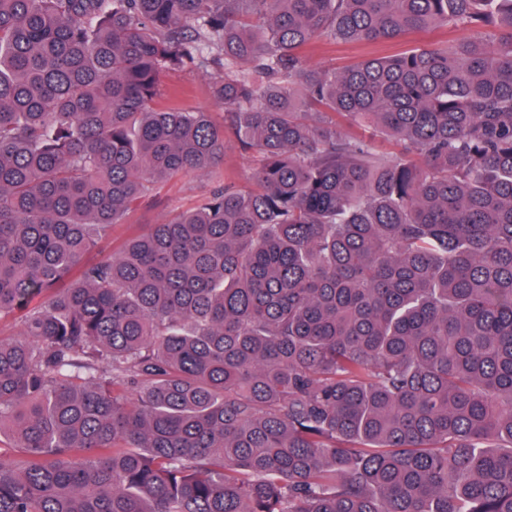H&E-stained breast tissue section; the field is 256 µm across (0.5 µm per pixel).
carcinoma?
I'll list each match as a JSON object with an SVG mask.
<instances>
[{
    "instance_id": "obj_1",
    "label": "carcinoma",
    "mask_w": 512,
    "mask_h": 512,
    "mask_svg": "<svg viewBox=\"0 0 512 512\" xmlns=\"http://www.w3.org/2000/svg\"><path fill=\"white\" fill-rule=\"evenodd\" d=\"M448 24L479 36L301 56ZM185 68L250 189L155 105ZM6 318L0 512H512V0H0ZM471 32L450 26H441L426 31H413L399 40L360 43H338L322 40L307 46L302 55L313 67L342 68L372 56L393 55L413 47L426 45L446 46L454 44ZM162 103H173L184 111L210 112L218 125L224 121V108L217 102L212 93V81L194 70H180L164 74L162 77ZM180 92L175 99H169L170 92ZM252 159L238 145L233 134L224 132V156L218 169L224 174V185L243 188L249 184ZM212 186L210 178L202 173H187L162 184L156 193L146 198L126 217L124 224H116L103 238V249L93 251L91 258L98 259L119 249L131 235L146 224H158L173 211L192 207L197 199Z\"/></svg>"
}]
</instances>
